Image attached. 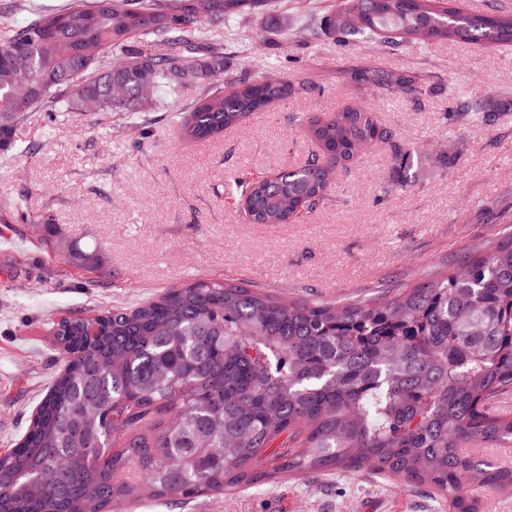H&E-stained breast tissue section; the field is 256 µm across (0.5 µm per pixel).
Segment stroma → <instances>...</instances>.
I'll return each mask as SVG.
<instances>
[{"label":"stroma","mask_w":512,"mask_h":512,"mask_svg":"<svg viewBox=\"0 0 512 512\" xmlns=\"http://www.w3.org/2000/svg\"><path fill=\"white\" fill-rule=\"evenodd\" d=\"M321 0H278L225 38L223 71L205 86L160 89L138 112H34L0 154V454L10 451L63 365L51 326L70 315L132 307L198 279L246 283L297 300L367 299L423 281L486 240L512 235V45L384 46L304 39ZM413 72L419 98L380 97L340 70ZM289 80L288 98L207 142L178 139L173 118L202 88L243 78ZM497 105L493 125L447 117L453 98ZM374 104L416 160L390 149L339 169L331 196L287 224H249L224 181L303 163L314 144L299 119ZM415 184L404 187L406 176ZM95 254L83 270L47 241ZM129 512H448L435 491L363 472L284 471L201 497L138 493Z\"/></svg>","instance_id":"obj_1"}]
</instances>
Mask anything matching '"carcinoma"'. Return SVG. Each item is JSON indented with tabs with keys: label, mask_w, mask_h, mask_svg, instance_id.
Segmentation results:
<instances>
[{
	"label": "carcinoma",
	"mask_w": 512,
	"mask_h": 512,
	"mask_svg": "<svg viewBox=\"0 0 512 512\" xmlns=\"http://www.w3.org/2000/svg\"><path fill=\"white\" fill-rule=\"evenodd\" d=\"M0 38V150L32 112L61 107L134 112L154 92L217 74L224 26L276 0H67L28 3ZM364 16L352 27L351 12ZM320 28L341 41L512 43V14L473 13L461 0H333ZM166 52L154 54L152 39ZM215 56L194 58L202 42ZM140 44L137 49L130 48ZM22 55L25 66L14 63ZM348 83L413 97L417 77L351 68ZM124 90L119 104L113 88ZM207 93L180 122L189 140L219 137L292 88L243 80ZM485 112L486 97L454 102ZM370 105L348 104L303 133L320 152L270 180H225L248 201L250 224H286L302 201L329 195L336 168L361 152L412 151ZM65 355L24 434L0 455V512H123L143 473L159 496H201L285 470L369 471L427 486L448 512H490L479 492L512 491V467L477 445L512 442V416L490 406L512 393V237L472 248L455 267L381 300H283L259 288L199 279L134 309L101 312L94 332L74 316L55 324ZM98 406L96 418L84 404ZM45 487L41 495L27 484Z\"/></svg>",
	"instance_id": "carcinoma-1"
}]
</instances>
